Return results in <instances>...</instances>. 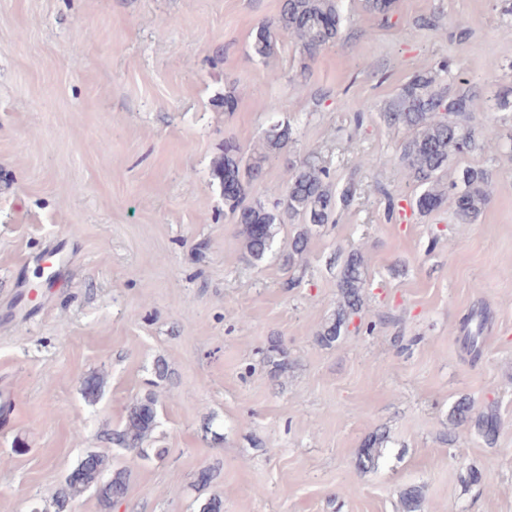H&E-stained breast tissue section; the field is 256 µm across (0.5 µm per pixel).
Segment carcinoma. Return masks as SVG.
<instances>
[{
    "label": "carcinoma",
    "mask_w": 512,
    "mask_h": 512,
    "mask_svg": "<svg viewBox=\"0 0 512 512\" xmlns=\"http://www.w3.org/2000/svg\"><path fill=\"white\" fill-rule=\"evenodd\" d=\"M294 34L306 53L314 57L333 45L343 33L341 0H283L277 25H260L251 49L261 58L269 57L276 44V28ZM471 97L464 91L451 89L443 83L440 73L433 70L417 72L386 104L382 112L384 122L395 128L411 131L403 143L401 160L410 179L422 187L413 206L429 214L439 209L448 197H453L458 218L474 223L489 203L488 173L480 168L467 167L458 179L446 183L443 176L451 157L475 149L492 147V140L477 143L466 126ZM294 140V128L287 120H278L264 133V152L253 162L243 163V150L232 140L224 141L220 156L214 161L212 176L224 189V205L233 223L238 226L246 253L255 260L262 259L272 248L275 228L285 220L300 218L306 224L323 225L333 222L338 206L347 205L354 196L349 185L337 193L333 190L329 170L315 158L306 157L287 169L284 190L273 206L260 200L245 203L246 197L261 175V164L270 156L280 153ZM309 230L296 232L288 250L279 255L286 269L295 267L297 259L306 252ZM341 261L337 281L339 299L336 309L318 330L315 342L331 346L343 336L353 318L360 315L364 305L368 267L363 252L352 248L336 255ZM473 317L461 320L460 343L472 359L480 355L478 337L471 329ZM265 360L271 372L279 376L288 370V352L274 340L267 348ZM102 387V378L91 375L83 382L85 399L95 401ZM158 401L149 394L127 408L123 425L108 433V440L130 452L142 454L157 423ZM450 420L456 425L472 423L485 436L490 437L496 428L494 415L477 414L471 399H459L452 407ZM385 442L382 434L368 436L359 448L357 467L369 470L375 467ZM76 477L64 484L55 500L61 510L67 501L95 490L104 509L122 499L128 488L129 471L125 468L109 470L104 457L89 451L74 468ZM402 512H421L422 490L409 486L400 493Z\"/></svg>",
    "instance_id": "cac0c4a2"
}]
</instances>
